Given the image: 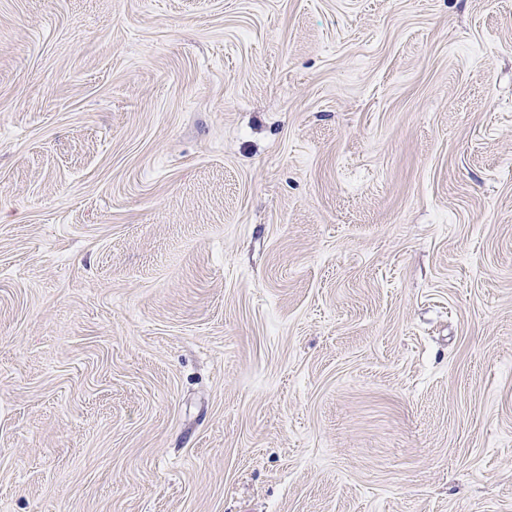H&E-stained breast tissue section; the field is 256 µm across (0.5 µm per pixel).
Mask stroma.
I'll return each instance as SVG.
<instances>
[{
  "label": "stroma",
  "instance_id": "obj_1",
  "mask_svg": "<svg viewBox=\"0 0 512 512\" xmlns=\"http://www.w3.org/2000/svg\"><path fill=\"white\" fill-rule=\"evenodd\" d=\"M0 512H512V0H0Z\"/></svg>",
  "mask_w": 512,
  "mask_h": 512
}]
</instances>
